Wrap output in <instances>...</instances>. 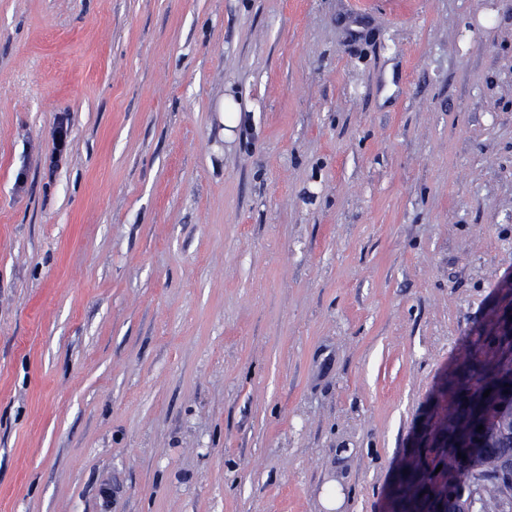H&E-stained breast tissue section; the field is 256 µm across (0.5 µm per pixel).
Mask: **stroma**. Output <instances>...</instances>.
Masks as SVG:
<instances>
[{
    "label": "stroma",
    "instance_id": "35a3bbf8",
    "mask_svg": "<svg viewBox=\"0 0 512 512\" xmlns=\"http://www.w3.org/2000/svg\"><path fill=\"white\" fill-rule=\"evenodd\" d=\"M484 365L512 0H0V512H431Z\"/></svg>",
    "mask_w": 512,
    "mask_h": 512
}]
</instances>
